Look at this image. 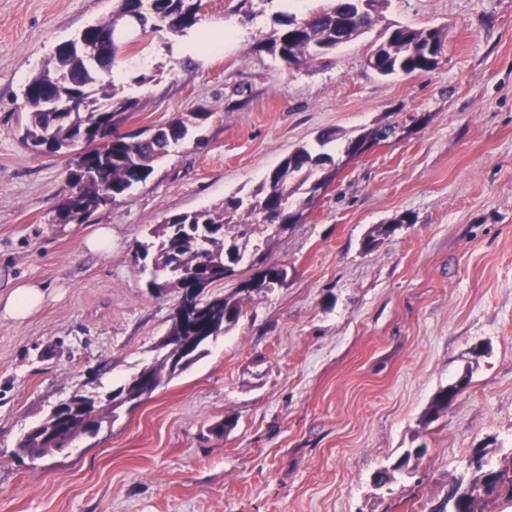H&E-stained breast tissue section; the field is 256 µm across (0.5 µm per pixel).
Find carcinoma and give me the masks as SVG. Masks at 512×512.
<instances>
[{
    "label": "carcinoma",
    "mask_w": 512,
    "mask_h": 512,
    "mask_svg": "<svg viewBox=\"0 0 512 512\" xmlns=\"http://www.w3.org/2000/svg\"><path fill=\"white\" fill-rule=\"evenodd\" d=\"M352 7L348 0H334L330 6L307 20L290 14L279 16L277 28L259 43V48L283 64L313 61L317 58L307 41L304 29L313 31L331 49L350 41L347 33H336V18ZM202 0H116L112 15L138 17L141 31L146 28L165 30L186 37L201 21ZM106 18L89 25L77 38L58 44L52 58L35 73L25 86L23 108L27 119L23 143L38 154L58 153L75 143L83 145V154L68 175L69 191L57 206V219L65 224H82L100 207L104 198L116 202L136 185L145 182L154 171V163L169 149L190 137L194 128L210 116L208 112H190L156 130L151 136L120 132V128L138 109V101L122 94L112 79V68L126 48L121 35H110ZM445 47V34L439 29H417L394 25L385 29L382 41L372 50L378 58L373 66L382 76L410 75L437 67L435 57ZM392 127L381 125L357 134L327 129L315 138L319 147L340 141L343 153L350 152L355 142L377 144L389 137ZM268 173L262 183L246 199L236 193L224 197V203L212 209L172 214L157 225L151 236L159 240L156 252L141 246L136 259L152 266L148 288L152 295L175 289L179 299L190 298V308L175 310L167 329L169 336H218L239 321L244 314L243 298L254 291L270 290L283 284L286 271L273 263L242 283L238 292L225 296L207 295V290L224 280V272H236L242 263L237 240L248 238L262 225L255 200L283 224L297 223L303 209L336 177L331 171L321 183L313 182L317 167L336 164L335 157L305 144ZM174 360L159 359L144 367L158 388L191 365L179 364L181 355L172 352ZM140 394L122 383L97 405L86 402L77 392L72 395L78 416L92 413L97 425L107 421L114 411L112 394ZM455 387L441 388L421 417L427 427L447 411L453 402ZM427 453L421 445L407 448L389 468L379 470L374 483L384 486L394 472L407 469L411 460ZM512 504V452L504 455L495 468H470V476L454 480L444 500L432 512H497L503 504Z\"/></svg>",
    "instance_id": "carcinoma-1"
}]
</instances>
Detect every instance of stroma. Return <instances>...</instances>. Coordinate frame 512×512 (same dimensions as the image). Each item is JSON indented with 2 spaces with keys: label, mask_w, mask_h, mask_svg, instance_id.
I'll use <instances>...</instances> for the list:
<instances>
[{
  "label": "stroma",
  "mask_w": 512,
  "mask_h": 512,
  "mask_svg": "<svg viewBox=\"0 0 512 512\" xmlns=\"http://www.w3.org/2000/svg\"><path fill=\"white\" fill-rule=\"evenodd\" d=\"M329 0H203L236 37L202 60L136 33L121 64L127 130L209 118L152 175L85 223L57 220L70 156L21 142L23 91L56 46L113 0H0V294L45 286L24 323L0 319V512H431L472 449L512 451V0H387L378 25L286 67L258 42L275 18ZM440 28L435 70L379 76L385 26ZM394 132L350 160L274 234L283 285L132 410L44 457L17 444L78 391L108 392L153 361L178 302L152 297L138 243L165 215L247 194L320 130ZM397 223L371 248L374 228ZM112 251L86 249L98 225ZM470 384L429 427L436 392ZM232 417L235 426L213 434ZM426 445L410 473L378 469ZM426 453L427 448L425 445L418 446L417 448L405 449L403 454L392 464L390 468L381 469L376 473L374 476V483L380 486H385L393 479L394 472L406 470L412 459L418 460Z\"/></svg>",
  "instance_id": "obj_1"
}]
</instances>
